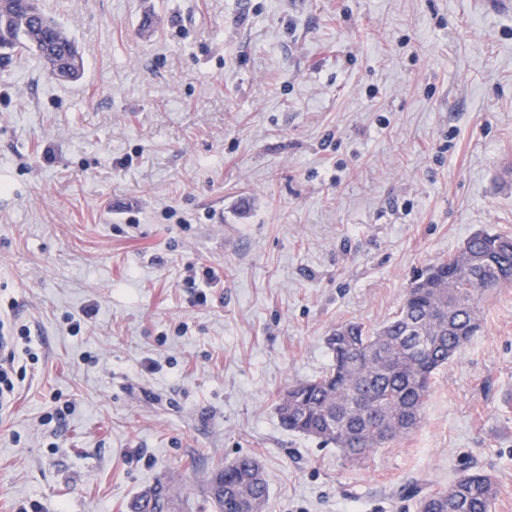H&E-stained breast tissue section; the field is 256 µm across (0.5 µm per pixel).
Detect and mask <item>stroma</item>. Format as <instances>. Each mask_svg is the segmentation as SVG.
<instances>
[{
	"label": "stroma",
	"instance_id": "1",
	"mask_svg": "<svg viewBox=\"0 0 512 512\" xmlns=\"http://www.w3.org/2000/svg\"><path fill=\"white\" fill-rule=\"evenodd\" d=\"M44 4L85 75L0 67V320L34 352L0 415V512H130L160 482L197 512L243 455L267 512H417L411 481L467 470L512 512V287L419 427L366 458L274 410L338 325L380 326L471 235L512 236V0ZM190 263L218 272L206 303Z\"/></svg>",
	"mask_w": 512,
	"mask_h": 512
}]
</instances>
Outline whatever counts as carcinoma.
I'll list each match as a JSON object with an SVG mask.
<instances>
[{
    "label": "carcinoma",
    "mask_w": 512,
    "mask_h": 512,
    "mask_svg": "<svg viewBox=\"0 0 512 512\" xmlns=\"http://www.w3.org/2000/svg\"><path fill=\"white\" fill-rule=\"evenodd\" d=\"M40 59L50 75L79 82L85 60L76 39L42 0H0V62ZM512 286V237L478 232L412 282L395 316L369 329L360 322L327 337L332 363L319 377L288 388L276 405L280 425L360 459L414 430L435 374L459 357L481 322L479 303ZM498 488L482 472H464L448 487L418 497L417 512H492ZM261 464L233 459L217 468L200 512H253L267 506ZM132 512H172L163 485Z\"/></svg>",
    "instance_id": "obj_1"
}]
</instances>
